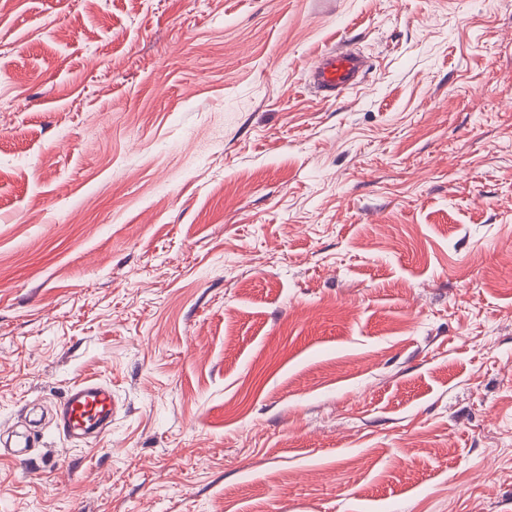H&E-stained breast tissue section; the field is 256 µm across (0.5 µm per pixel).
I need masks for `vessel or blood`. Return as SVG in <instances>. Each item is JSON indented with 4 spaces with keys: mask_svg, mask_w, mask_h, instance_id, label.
Masks as SVG:
<instances>
[{
    "mask_svg": "<svg viewBox=\"0 0 512 512\" xmlns=\"http://www.w3.org/2000/svg\"><path fill=\"white\" fill-rule=\"evenodd\" d=\"M368 69L367 60L350 49H329L315 59L311 79L323 100L331 101L354 89ZM112 418V391L92 379L76 381L57 409L65 436L82 441L97 437Z\"/></svg>",
    "mask_w": 512,
    "mask_h": 512,
    "instance_id": "obj_1",
    "label": "vessel or blood"
}]
</instances>
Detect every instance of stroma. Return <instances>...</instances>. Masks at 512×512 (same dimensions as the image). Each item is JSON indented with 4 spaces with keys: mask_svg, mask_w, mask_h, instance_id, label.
I'll list each match as a JSON object with an SVG mask.
<instances>
[{
    "mask_svg": "<svg viewBox=\"0 0 512 512\" xmlns=\"http://www.w3.org/2000/svg\"><path fill=\"white\" fill-rule=\"evenodd\" d=\"M20 438L0 512H512V0H0ZM368 69L367 60L350 49H329L315 59L311 79L323 100H335L353 90ZM56 417L65 436L88 442L112 418V390L94 379H80L65 393Z\"/></svg>",
    "mask_w": 512,
    "mask_h": 512,
    "instance_id": "35a3bbf8",
    "label": "stroma"
}]
</instances>
